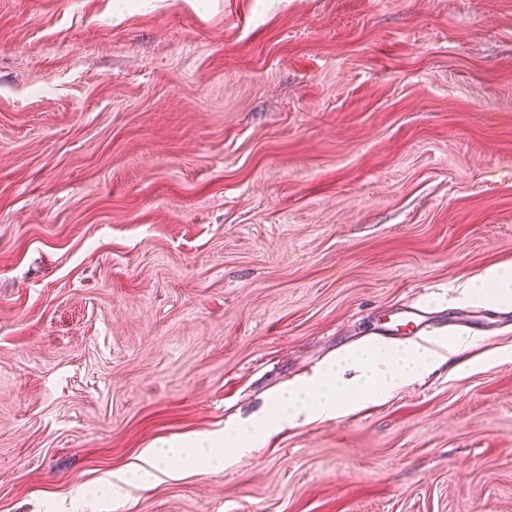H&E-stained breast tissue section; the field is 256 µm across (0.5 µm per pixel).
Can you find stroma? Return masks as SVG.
I'll return each instance as SVG.
<instances>
[{"label":"stroma","mask_w":512,"mask_h":512,"mask_svg":"<svg viewBox=\"0 0 512 512\" xmlns=\"http://www.w3.org/2000/svg\"><path fill=\"white\" fill-rule=\"evenodd\" d=\"M494 266L512 0H0V512H512ZM404 307L476 366L96 496ZM467 288L479 296L493 295L501 301L512 298V269L491 267L477 281L468 283Z\"/></svg>","instance_id":"35a3bbf8"}]
</instances>
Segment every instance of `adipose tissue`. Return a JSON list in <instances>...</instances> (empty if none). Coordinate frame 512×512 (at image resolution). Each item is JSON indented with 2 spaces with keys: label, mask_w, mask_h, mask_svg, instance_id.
Masks as SVG:
<instances>
[{
  "label": "adipose tissue",
  "mask_w": 512,
  "mask_h": 512,
  "mask_svg": "<svg viewBox=\"0 0 512 512\" xmlns=\"http://www.w3.org/2000/svg\"><path fill=\"white\" fill-rule=\"evenodd\" d=\"M474 345V337L459 336L446 342L414 343L390 353L376 347L353 352L348 360L358 366L357 376L347 379L342 369L328 368L318 381L294 384L278 393L275 411L261 419L190 436L179 448L143 449L134 462L118 472L117 478L142 488L153 486L160 477H173L167 463L178 457L201 458L209 468L223 469L234 462L235 456H229V449H236V456H242L284 426L348 416L361 398H385L403 383L419 378L448 357L460 355Z\"/></svg>",
  "instance_id": "adipose-tissue-1"
}]
</instances>
